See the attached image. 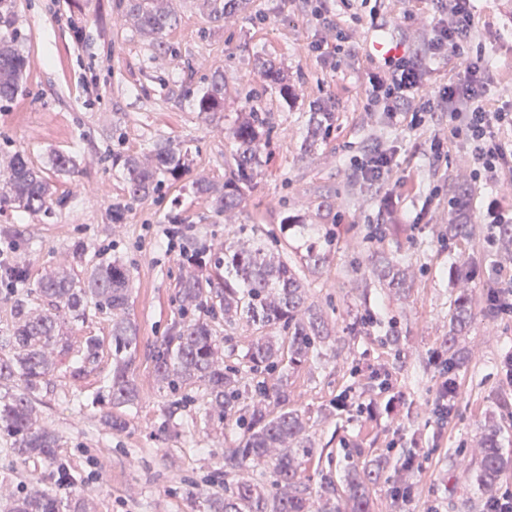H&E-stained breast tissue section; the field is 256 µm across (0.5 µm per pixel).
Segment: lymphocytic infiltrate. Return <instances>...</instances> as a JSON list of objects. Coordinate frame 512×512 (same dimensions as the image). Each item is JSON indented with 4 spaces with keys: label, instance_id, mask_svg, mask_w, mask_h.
<instances>
[{
    "label": "lymphocytic infiltrate",
    "instance_id": "f902f5d3",
    "mask_svg": "<svg viewBox=\"0 0 512 512\" xmlns=\"http://www.w3.org/2000/svg\"><path fill=\"white\" fill-rule=\"evenodd\" d=\"M427 29L420 50L404 49L369 74L367 104L411 129L424 125L427 114L450 113L455 119L451 138L471 148V176L496 182L504 170L512 169V145L500 135L512 130V109L487 104L489 64L476 42L473 0H435ZM447 59L457 65L455 78L437 93L424 94L430 65Z\"/></svg>",
    "mask_w": 512,
    "mask_h": 512
}]
</instances>
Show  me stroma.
<instances>
[{
	"label": "stroma",
	"instance_id": "stroma-1",
	"mask_svg": "<svg viewBox=\"0 0 512 512\" xmlns=\"http://www.w3.org/2000/svg\"><path fill=\"white\" fill-rule=\"evenodd\" d=\"M478 37L489 59L490 107L512 105V0H475ZM176 23L161 40L141 35L126 0H8L0 9V38L19 34L27 59L20 89L0 109V180L14 153L41 169L53 188L48 210L0 203V248H13L32 290L55 268L83 278L107 256L131 275V313L140 346L134 377L139 401L126 408L117 432L103 420L105 379L112 372V317L87 307L69 321L70 351L55 355L41 393L37 422L58 436L56 455L72 477L40 459L13 456L0 433V495L49 491L66 498L84 491L90 512H190L192 483L214 477L225 449L241 431L233 414L196 419L193 408L165 412L151 352L180 307L178 288L190 267L166 248L164 231L180 225L189 242L217 250L241 232L264 234L303 278L331 339L319 356L288 374L289 405L309 420L307 435L321 456L306 473L341 475L349 463L383 469L372 485L374 512H484L486 497L472 481L483 433L495 426L498 446L512 457V382L500 362L512 352V319L487 315L486 297L498 274L512 269V246L502 227L485 223L492 199L512 206V179L496 185L472 179L468 147L447 139L453 121L439 114L415 130L386 113L365 109L368 74L376 65L363 40L369 8L355 5L350 31L359 47L344 56L313 46L329 32L313 0H250L245 11L220 20L201 0H173ZM409 12L387 35L419 47L433 0H391ZM272 62L292 88L284 95L258 64ZM226 82L224 110L213 116L196 104L214 71ZM267 121L261 173L231 214L216 212L194 188L204 178L223 184L233 164L225 137L238 113ZM333 115L329 135L306 146L310 113ZM171 140L188 168L163 176L159 192L131 200L113 154L149 159L156 142ZM377 141L393 156L385 187L354 182L353 163ZM70 157L57 170L55 155ZM465 192L468 234L449 239L448 200ZM392 207L399 223L382 221ZM324 255L312 264L310 252ZM405 269L410 288L388 287L384 263ZM474 316L462 336L450 329L461 290ZM99 340L91 372L71 370L85 338ZM461 349L453 368L458 388L447 422L433 413L441 381L437 355ZM371 403L375 416L360 410ZM416 453L421 470L408 467Z\"/></svg>",
	"mask_w": 512,
	"mask_h": 512
}]
</instances>
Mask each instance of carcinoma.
<instances>
[{
    "instance_id": "1",
    "label": "carcinoma",
    "mask_w": 512,
    "mask_h": 512,
    "mask_svg": "<svg viewBox=\"0 0 512 512\" xmlns=\"http://www.w3.org/2000/svg\"><path fill=\"white\" fill-rule=\"evenodd\" d=\"M246 0H203V6L216 17L244 7ZM127 13L141 32L157 40L176 20L171 0H127ZM26 58L14 42L0 40V101H11L19 91L26 70ZM224 111V74L215 72L198 100V112ZM333 116L314 112L308 140L329 135ZM265 120L257 112H243L228 130L235 168L218 186L206 180L195 183L198 193L211 199L219 213L235 210L241 199V185L258 175V151ZM132 200L143 199L161 187V176L178 174L185 166L182 150L163 140L155 145L153 162L137 157L117 156ZM0 200H8L30 211L49 208V185L42 172L16 153L8 175L0 185ZM212 270L187 276L178 290L180 314L167 328L152 351L154 370L161 389L172 397L193 385L202 388L198 406L207 423L212 412L220 414L240 405L251 392L253 405L242 407L239 446L224 450L220 469L235 482L224 486V493L199 488L189 496L196 512H372L370 486L381 472L353 464L335 478L320 475L316 495L321 506L314 510L312 493L305 482V464L315 455L313 443L305 437V414L288 408V369L308 360L310 354L330 339L322 315L307 304L308 289L302 279L283 261L268 241L254 236L247 244L224 243L214 255ZM12 310L15 324L8 335L0 336V431L14 444V453L26 459H42L55 466L58 481L70 480L65 465L57 461L56 434L36 424V401L54 371L51 354H65L70 346L62 341L63 311L77 320L88 302L112 314V375L105 388L112 414V429L120 430L125 420L117 410L131 407L138 400L134 365L139 347V331L130 313V273L116 260L104 258L86 277L76 280L64 271L49 274L36 288L48 300L45 312L34 313L28 306L24 277L13 289ZM468 292L459 296L453 314L452 330L460 332L471 317ZM218 310L224 322L241 320L259 329L284 332L282 336L261 334L249 340L246 357L250 376L224 364L220 340L211 325L194 318V311ZM100 342L88 337L81 349L80 364L72 377L80 379L91 372L99 357ZM276 382L268 383V377ZM508 460L497 447L495 434L484 439L474 481L485 495L493 494L500 473ZM0 512H88L82 498L64 500L49 492L12 495Z\"/></svg>"
}]
</instances>
